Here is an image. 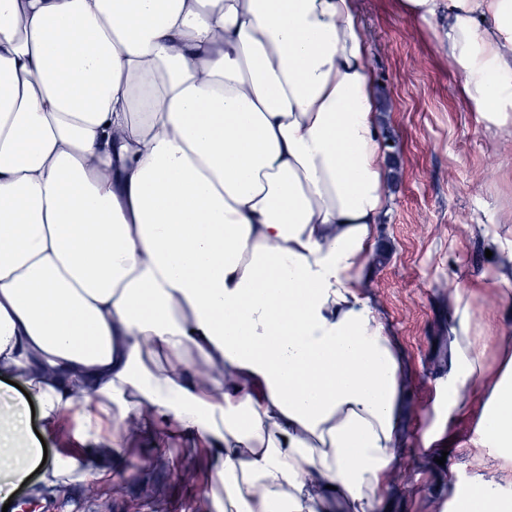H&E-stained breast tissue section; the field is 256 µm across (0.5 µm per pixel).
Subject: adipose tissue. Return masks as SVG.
I'll return each instance as SVG.
<instances>
[{
    "instance_id": "obj_1",
    "label": "adipose tissue",
    "mask_w": 512,
    "mask_h": 512,
    "mask_svg": "<svg viewBox=\"0 0 512 512\" xmlns=\"http://www.w3.org/2000/svg\"><path fill=\"white\" fill-rule=\"evenodd\" d=\"M481 112L512 0H404ZM354 0H0V377L82 454L207 451L214 512H385L405 372L364 292L391 196ZM481 371L437 391L455 424ZM479 445L512 471V354ZM112 480L0 410V500Z\"/></svg>"
}]
</instances>
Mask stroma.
I'll list each match as a JSON object with an SVG mask.
<instances>
[{
  "instance_id": "stroma-1",
  "label": "stroma",
  "mask_w": 512,
  "mask_h": 512,
  "mask_svg": "<svg viewBox=\"0 0 512 512\" xmlns=\"http://www.w3.org/2000/svg\"><path fill=\"white\" fill-rule=\"evenodd\" d=\"M356 9L371 46L389 140L385 164L393 174L366 293L410 376L390 512H455L476 482H502L489 451L473 445L479 417L464 412L441 449L425 447L423 435L442 423L436 382L448 371L455 285L472 288L465 298L470 340L484 378L495 377L505 354L499 326L506 314L493 285L476 276L491 264L490 236L512 243V139L463 94L457 68L400 0H356ZM105 462L123 479L63 486L57 496L64 512H206V461L180 438L166 437L158 449L149 438L132 437L121 455L100 452L86 465Z\"/></svg>"
}]
</instances>
